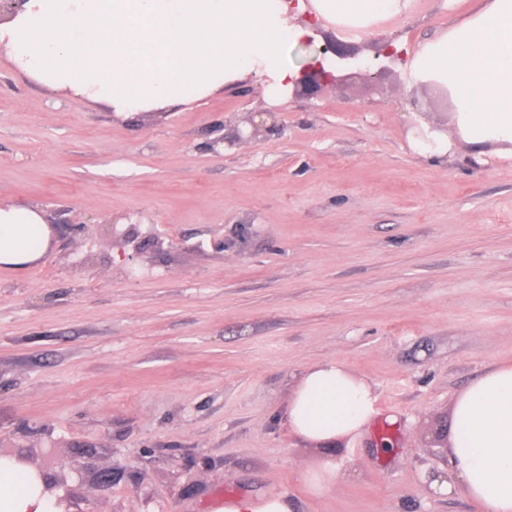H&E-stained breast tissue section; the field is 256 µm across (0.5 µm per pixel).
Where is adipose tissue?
Returning a JSON list of instances; mask_svg holds the SVG:
<instances>
[{"instance_id": "1", "label": "adipose tissue", "mask_w": 512, "mask_h": 512, "mask_svg": "<svg viewBox=\"0 0 512 512\" xmlns=\"http://www.w3.org/2000/svg\"><path fill=\"white\" fill-rule=\"evenodd\" d=\"M412 0H311L300 25L286 0H26L0 23V49L38 84L86 98L120 114L202 99L224 83L263 75L268 92L288 90L299 67L294 47L323 22L363 30L409 12ZM417 74L444 83L461 134L475 144L512 146V0L478 9L413 60ZM47 233L32 206L0 207V264L20 268ZM376 395L337 359L308 367L296 382L284 421L300 440L331 446L365 435ZM448 470L430 488L462 489L482 512H512V365L490 369L452 399ZM35 471L0 458V512H55ZM212 512H296L287 496L249 490Z\"/></svg>"}]
</instances>
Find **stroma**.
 <instances>
[{"instance_id": "stroma-1", "label": "stroma", "mask_w": 512, "mask_h": 512, "mask_svg": "<svg viewBox=\"0 0 512 512\" xmlns=\"http://www.w3.org/2000/svg\"><path fill=\"white\" fill-rule=\"evenodd\" d=\"M479 4L322 25L347 57L315 93L273 99L249 76L163 119L51 93L1 51L0 205L38 206L53 244L0 265V457L64 475L70 512H209L257 489L299 512H480L426 481L447 470L454 395L512 363V155L466 141L411 65ZM390 39L405 63L356 76ZM264 110L276 128L206 150ZM427 127L447 152L422 147ZM114 221L164 240L137 278ZM327 358L379 414L332 446L342 476L314 494L324 453L282 414Z\"/></svg>"}]
</instances>
